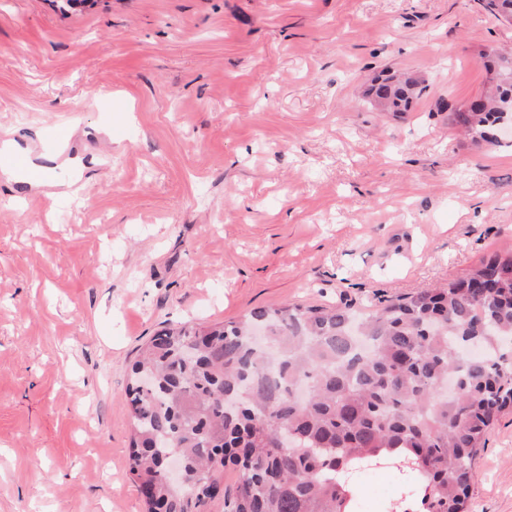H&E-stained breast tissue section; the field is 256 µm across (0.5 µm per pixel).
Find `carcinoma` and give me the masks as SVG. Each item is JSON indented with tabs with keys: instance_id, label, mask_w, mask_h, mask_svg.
<instances>
[{
	"instance_id": "carcinoma-1",
	"label": "carcinoma",
	"mask_w": 512,
	"mask_h": 512,
	"mask_svg": "<svg viewBox=\"0 0 512 512\" xmlns=\"http://www.w3.org/2000/svg\"><path fill=\"white\" fill-rule=\"evenodd\" d=\"M497 82L455 121L472 139L512 122V58L480 53ZM426 80L382 74L374 103L407 112ZM130 471L146 512H363L361 478L401 456L396 512H467L474 462L512 408V252L440 288L351 306L256 308L237 321L184 324L131 365ZM169 437L189 483L166 480ZM236 482L221 490L213 463Z\"/></svg>"
}]
</instances>
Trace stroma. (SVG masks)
Here are the masks:
<instances>
[{
	"instance_id": "obj_1",
	"label": "stroma",
	"mask_w": 512,
	"mask_h": 512,
	"mask_svg": "<svg viewBox=\"0 0 512 512\" xmlns=\"http://www.w3.org/2000/svg\"><path fill=\"white\" fill-rule=\"evenodd\" d=\"M512 49L480 0H0V142L65 129L80 189L0 179V512H145L127 368L181 323L373 309L512 249V137L452 108ZM422 75L404 114L360 89ZM468 512H512V412Z\"/></svg>"
}]
</instances>
